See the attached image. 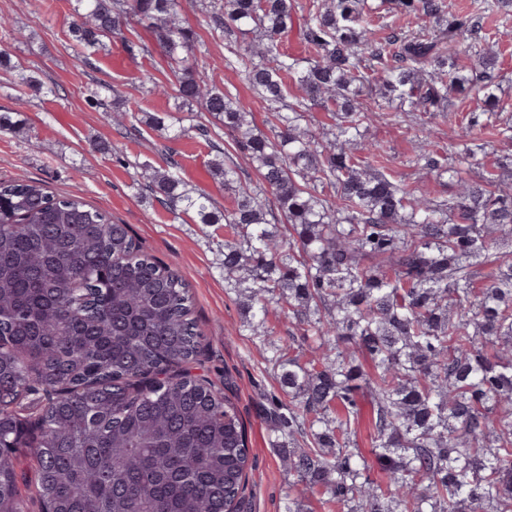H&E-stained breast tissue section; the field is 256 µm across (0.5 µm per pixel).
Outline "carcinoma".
<instances>
[{"label":"carcinoma","mask_w":512,"mask_h":512,"mask_svg":"<svg viewBox=\"0 0 512 512\" xmlns=\"http://www.w3.org/2000/svg\"><path fill=\"white\" fill-rule=\"evenodd\" d=\"M394 5L423 25L383 42L365 0H224L212 10L211 34L229 38L226 65L259 97L271 138L198 74L196 34L176 0H74L70 33L91 50L131 18L149 23L177 76L175 111L197 105L222 122V135L201 120L189 128L216 152L232 208L182 190L173 159L142 168L159 203L232 233L224 283L251 313L282 391L264 396V412L294 477L288 502L318 491L338 512H512V194L492 173L462 177L423 136L412 165L458 183L453 197L431 199L367 171L383 149L357 141L375 116L358 101L363 88L443 118L452 93L477 101L457 156L475 164L502 110L481 19L511 12L512 0H477L461 15L446 0ZM304 9L308 57L297 58L279 45ZM236 33L254 39L230 40ZM463 35L473 39L469 74L451 60ZM310 104L336 113L332 137L302 126ZM341 137L364 155L336 150ZM239 155L257 184L242 180ZM273 303L310 356L268 340ZM202 340L188 285L128 225L35 182L0 181V512H23L31 485L40 512H245L252 463L240 412L186 369ZM365 405L369 457L359 446ZM22 455L32 464L19 471Z\"/></svg>","instance_id":"carcinoma-1"}]
</instances>
